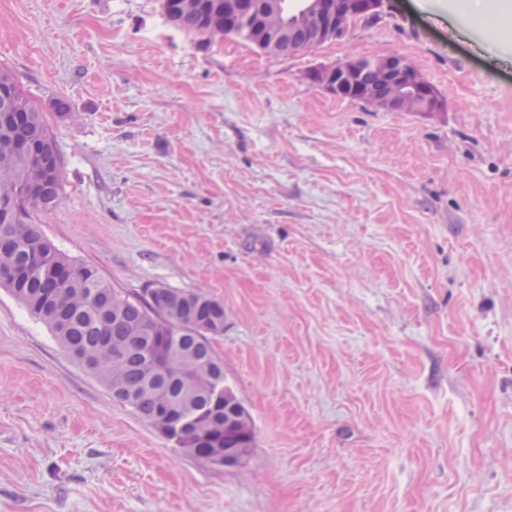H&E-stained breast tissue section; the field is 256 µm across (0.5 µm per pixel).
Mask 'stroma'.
<instances>
[{
  "instance_id": "stroma-1",
  "label": "stroma",
  "mask_w": 512,
  "mask_h": 512,
  "mask_svg": "<svg viewBox=\"0 0 512 512\" xmlns=\"http://www.w3.org/2000/svg\"><path fill=\"white\" fill-rule=\"evenodd\" d=\"M469 2L392 0L289 57L162 0H0V67L62 158L32 221L117 291L223 303L254 431L244 467L187 454L0 288V512H512V17L488 40ZM394 53L446 111L308 79Z\"/></svg>"
}]
</instances>
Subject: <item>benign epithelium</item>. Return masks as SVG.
<instances>
[{
    "label": "benign epithelium",
    "mask_w": 512,
    "mask_h": 512,
    "mask_svg": "<svg viewBox=\"0 0 512 512\" xmlns=\"http://www.w3.org/2000/svg\"><path fill=\"white\" fill-rule=\"evenodd\" d=\"M390 0H305L286 17L280 0H224V35L236 34L235 21L245 26L250 43L273 55H294L344 37L359 20L378 15ZM309 80L342 99L359 101L381 112H439L445 99L421 74L411 57L345 59L308 73ZM194 413L177 414L164 405L158 418L178 441Z\"/></svg>",
    "instance_id": "benign-epithelium-1"
}]
</instances>
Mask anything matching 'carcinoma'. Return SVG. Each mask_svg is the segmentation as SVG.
<instances>
[{
	"label": "carcinoma",
	"instance_id": "cac0c4a2",
	"mask_svg": "<svg viewBox=\"0 0 512 512\" xmlns=\"http://www.w3.org/2000/svg\"><path fill=\"white\" fill-rule=\"evenodd\" d=\"M165 14L178 28L199 35L224 32V0H167ZM12 122L0 137V196H12L15 208L0 212V266L27 269L17 284L0 281L28 313L46 324L61 346L83 363L124 402L153 419L162 402L205 410L186 432V452L209 464L224 450L251 448V419L224 426V411L238 399L224 386V403L212 404L209 389L224 381V366L211 337L224 333V305L199 292L164 286L143 295L122 294L88 264L61 253L41 232L25 221L34 210L56 206L61 190L60 170L45 175L29 166L22 153L33 146L61 160L42 112L21 89L13 73L0 67V118ZM37 183L34 197L26 187ZM165 336V352L182 369L180 376L149 379L146 355L150 337Z\"/></svg>",
	"mask_w": 512,
	"mask_h": 512
}]
</instances>
